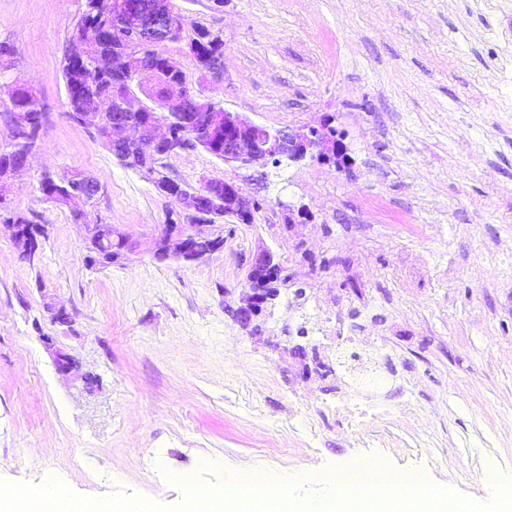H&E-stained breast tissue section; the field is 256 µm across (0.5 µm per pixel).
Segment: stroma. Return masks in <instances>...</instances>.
<instances>
[{
	"label": "stroma",
	"instance_id": "stroma-1",
	"mask_svg": "<svg viewBox=\"0 0 512 512\" xmlns=\"http://www.w3.org/2000/svg\"><path fill=\"white\" fill-rule=\"evenodd\" d=\"M173 3L224 39L220 81L188 40L158 45L192 93L272 131L332 115L353 165L284 159L259 174L177 151L172 179L219 175L261 207L249 224L225 218L209 258L157 259L149 244L177 203L67 116L61 60L84 0H0L6 75L46 114L6 200L48 232L30 262L0 230V480L54 475L82 497L173 507L175 475L258 470L315 491L366 457L487 500L488 465L512 477V0ZM47 171L93 176L96 213L136 252L91 265L76 207L40 190ZM302 206L312 220L286 223ZM264 248L290 279L245 329L230 310ZM347 312L354 331L332 330ZM302 319L310 335H290ZM56 349L78 370L60 372ZM363 390L393 403L392 420L335 411Z\"/></svg>",
	"mask_w": 512,
	"mask_h": 512
}]
</instances>
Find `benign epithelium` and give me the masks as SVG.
Instances as JSON below:
<instances>
[{
    "mask_svg": "<svg viewBox=\"0 0 512 512\" xmlns=\"http://www.w3.org/2000/svg\"><path fill=\"white\" fill-rule=\"evenodd\" d=\"M120 19L123 25L133 27L134 43L117 47L115 52L126 62L127 72L138 81H151L162 84L164 95L162 112H196L195 120L202 132L224 137V161L243 166L264 165L265 162L288 151L293 159L307 155L323 164L338 168L348 164L345 149L335 140L319 135L314 126L270 131L237 112L218 109L216 106L194 94H189L184 85L167 82L157 68L149 50L157 43L165 42L186 28V19L173 8L161 10L145 0H122ZM203 75L213 81L224 77V58L214 53L202 62ZM112 98L121 101L122 106L113 110L108 133L116 144H135L141 151L142 166L150 170L152 182L162 193L177 200L180 213L186 219L184 224H168L165 230L153 239L154 248L160 254L174 259L200 261L224 247L223 227L209 224L198 196L204 195L210 207L222 206L224 213H233L244 219L251 216L255 198L242 185L212 176L205 179L202 189H188L179 192V183L167 173L158 171L159 157L167 156L176 150L191 148L192 141L179 140L174 135L167 119L158 117L155 112L145 111V107L135 105L134 94L128 81L112 88ZM101 191L100 185L82 183V189L65 196L64 204L79 205L95 199ZM86 241L102 240V232L112 228L98 219H84ZM14 240H24L27 249L24 256L37 254L40 239L46 236L44 224H9ZM284 268L274 261L268 250L258 252L249 265L245 287L249 289L245 303L232 311L234 319L248 327L260 316L278 296L272 285L283 275Z\"/></svg>",
    "mask_w": 512,
    "mask_h": 512,
    "instance_id": "7a95c632",
    "label": "benign epithelium"
}]
</instances>
